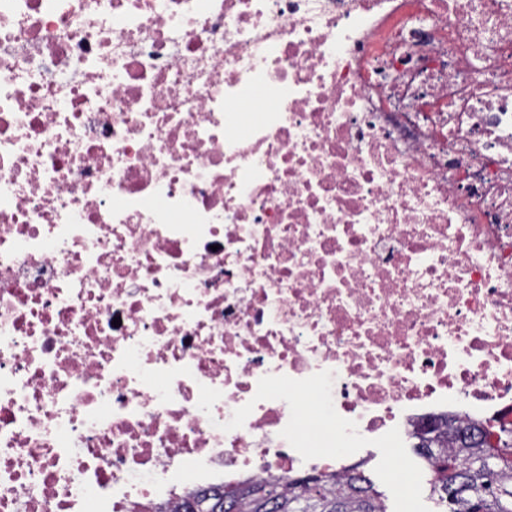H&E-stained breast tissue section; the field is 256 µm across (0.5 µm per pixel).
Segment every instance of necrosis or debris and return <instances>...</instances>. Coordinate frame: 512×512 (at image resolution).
<instances>
[{
	"label": "necrosis or debris",
	"instance_id": "1",
	"mask_svg": "<svg viewBox=\"0 0 512 512\" xmlns=\"http://www.w3.org/2000/svg\"><path fill=\"white\" fill-rule=\"evenodd\" d=\"M459 405L512 428V0H0V512Z\"/></svg>",
	"mask_w": 512,
	"mask_h": 512
}]
</instances>
